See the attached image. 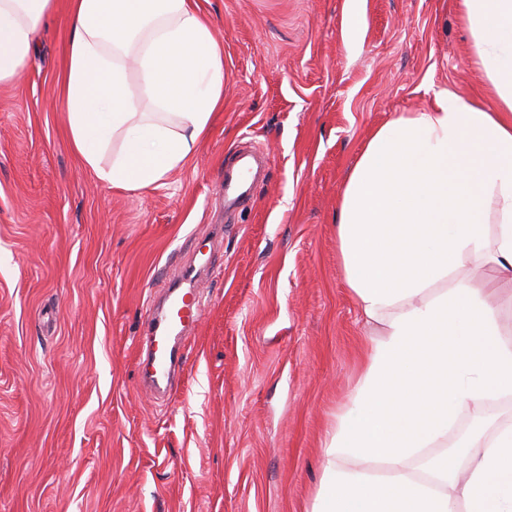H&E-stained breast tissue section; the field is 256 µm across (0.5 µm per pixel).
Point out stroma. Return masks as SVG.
Wrapping results in <instances>:
<instances>
[{
    "label": "stroma",
    "instance_id": "stroma-1",
    "mask_svg": "<svg viewBox=\"0 0 512 512\" xmlns=\"http://www.w3.org/2000/svg\"><path fill=\"white\" fill-rule=\"evenodd\" d=\"M224 106L163 186L99 181L62 91L68 0L0 83V512H310L371 329L346 284L339 193L372 132L450 90L494 99L459 0H195ZM265 175L225 213L226 161ZM210 306L165 397L140 383L151 295L200 265ZM512 421L458 411L449 445Z\"/></svg>",
    "mask_w": 512,
    "mask_h": 512
}]
</instances>
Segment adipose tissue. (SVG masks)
<instances>
[{"label":"adipose tissue","instance_id":"ef3b65f1","mask_svg":"<svg viewBox=\"0 0 512 512\" xmlns=\"http://www.w3.org/2000/svg\"><path fill=\"white\" fill-rule=\"evenodd\" d=\"M55 0H0V82ZM494 109L443 90L379 126L341 192L348 287L380 335L324 448L311 512H512V423L449 454L459 407L512 394V338L470 266L512 277V0H461ZM67 124L110 187L162 185L224 103V54L190 0H71ZM135 66L151 111L127 88ZM381 464L382 472L371 469Z\"/></svg>","mask_w":512,"mask_h":512}]
</instances>
